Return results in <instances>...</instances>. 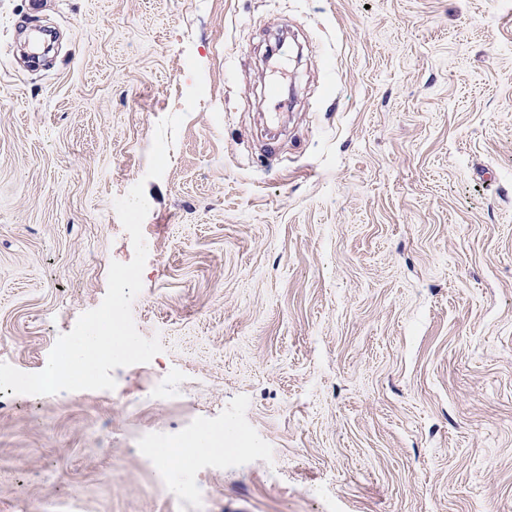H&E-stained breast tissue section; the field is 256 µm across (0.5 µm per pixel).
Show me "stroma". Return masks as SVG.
I'll use <instances>...</instances> for the list:
<instances>
[{
  "instance_id": "obj_1",
  "label": "stroma",
  "mask_w": 512,
  "mask_h": 512,
  "mask_svg": "<svg viewBox=\"0 0 512 512\" xmlns=\"http://www.w3.org/2000/svg\"><path fill=\"white\" fill-rule=\"evenodd\" d=\"M140 181L163 349L1 394L0 512H188L133 446L191 421L254 447L205 512H512V0H0V360L101 304Z\"/></svg>"
}]
</instances>
